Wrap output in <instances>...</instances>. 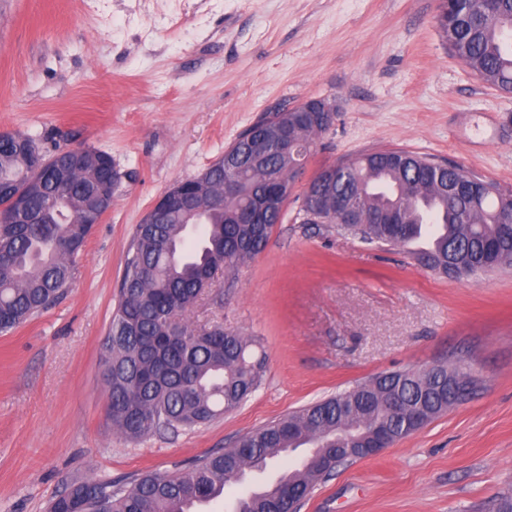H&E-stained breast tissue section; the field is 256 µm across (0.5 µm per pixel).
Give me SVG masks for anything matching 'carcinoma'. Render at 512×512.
<instances>
[{"label":"carcinoma","instance_id":"cac0c4a2","mask_svg":"<svg viewBox=\"0 0 512 512\" xmlns=\"http://www.w3.org/2000/svg\"><path fill=\"white\" fill-rule=\"evenodd\" d=\"M439 31L453 55L484 83L512 92V0H467L440 4ZM305 105L259 118L224 150L210 169L213 188L236 180L241 195L214 210L198 226L180 212L155 224L140 223L129 242L102 355L107 386V416L122 435L141 439L166 429H191L231 412L258 388L264 357L237 331L199 330L188 320L197 288L209 277L216 258L232 274L264 250L281 212L267 213L263 224L238 223L237 211L258 195L272 176L296 179L319 135L328 130L322 113ZM292 128L294 151L270 156L263 167L242 166L249 140L273 122ZM35 138L20 134L0 143V332H8L55 304L67 291L79 253L61 243L71 239L84 249L89 227L83 215L98 208L91 191L99 164L112 156L101 149L67 151L82 158L65 183L40 164ZM465 171L404 149L377 150L318 174L303 196L307 208L323 217L322 199H338L353 213L334 222L336 233L378 246L407 248L425 267L448 274V257L458 275L512 267V195L478 177L474 192L458 187ZM37 180L42 189L30 191ZM397 206L402 224L373 219ZM427 226L437 228L434 243L410 248ZM462 372L436 365L386 375L375 386H356L307 405L239 438L232 452L212 453L190 471L172 475L139 474L128 482L78 479L51 501L49 512H198L224 494V487L253 471L288 458L290 448L348 447V440L378 428L394 439L417 430L418 409L433 418L454 406L448 380ZM401 398L390 412L383 390ZM335 470L306 454L287 464L265 487L238 498L233 512H269L281 485L293 481L310 493Z\"/></svg>","mask_w":512,"mask_h":512}]
</instances>
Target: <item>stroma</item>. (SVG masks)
I'll list each match as a JSON object with an SVG mask.
<instances>
[{
    "mask_svg": "<svg viewBox=\"0 0 512 512\" xmlns=\"http://www.w3.org/2000/svg\"><path fill=\"white\" fill-rule=\"evenodd\" d=\"M439 0H0V130L85 144L121 174L62 299L0 333V512H47L72 480L183 473L203 456L375 376L435 364L470 397L342 467L301 512H497L512 496V269L436 274L301 221L323 168L401 148L512 193V94L454 58ZM336 109L287 216L234 282L189 314L257 339L258 389L191 429L130 440L105 414L100 363L128 243L153 202L263 114Z\"/></svg>",
    "mask_w": 512,
    "mask_h": 512,
    "instance_id": "1",
    "label": "stroma"
}]
</instances>
